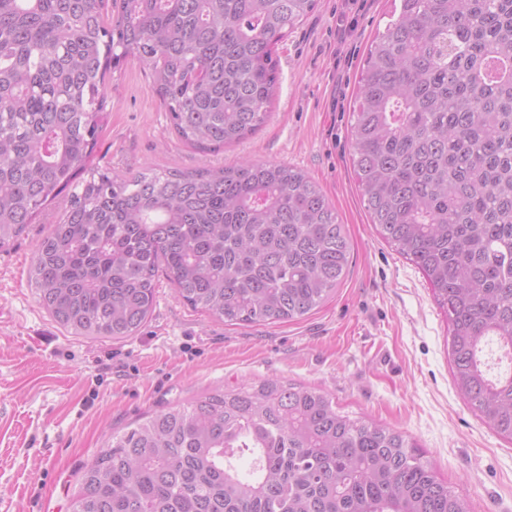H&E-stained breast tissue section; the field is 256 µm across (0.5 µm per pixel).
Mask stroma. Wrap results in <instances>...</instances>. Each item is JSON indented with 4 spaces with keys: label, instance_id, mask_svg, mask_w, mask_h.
<instances>
[{
    "label": "stroma",
    "instance_id": "obj_1",
    "mask_svg": "<svg viewBox=\"0 0 512 512\" xmlns=\"http://www.w3.org/2000/svg\"><path fill=\"white\" fill-rule=\"evenodd\" d=\"M399 11L400 0H318L277 47L267 122L215 153L179 140L137 59L112 71L95 163L126 176L243 158L301 169L336 210L351 244L349 269L309 314L251 325L192 309L161 275L156 306L135 335L76 336L28 281L35 247L60 217L57 205L46 207L0 249V512H69L83 466L113 434L216 386L273 378L404 433L470 512H512V441L456 389L448 320L419 269L378 235L351 166L362 65Z\"/></svg>",
    "mask_w": 512,
    "mask_h": 512
}]
</instances>
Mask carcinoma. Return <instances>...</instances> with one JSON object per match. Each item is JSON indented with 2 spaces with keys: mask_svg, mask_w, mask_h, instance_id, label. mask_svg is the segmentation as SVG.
Masks as SVG:
<instances>
[{
  "mask_svg": "<svg viewBox=\"0 0 512 512\" xmlns=\"http://www.w3.org/2000/svg\"><path fill=\"white\" fill-rule=\"evenodd\" d=\"M368 49L352 161L371 223L420 269L449 325L458 390L512 439V0H400ZM0 0V248L58 197L28 280L78 336L135 335L164 266L229 325L302 317L351 246L303 171L242 161L127 177L90 164L111 65L151 68L176 135L215 152L256 133L276 47L316 0ZM70 512H469L406 436L326 393L217 387L112 436Z\"/></svg>",
  "mask_w": 512,
  "mask_h": 512,
  "instance_id": "carcinoma-1",
  "label": "carcinoma"
}]
</instances>
